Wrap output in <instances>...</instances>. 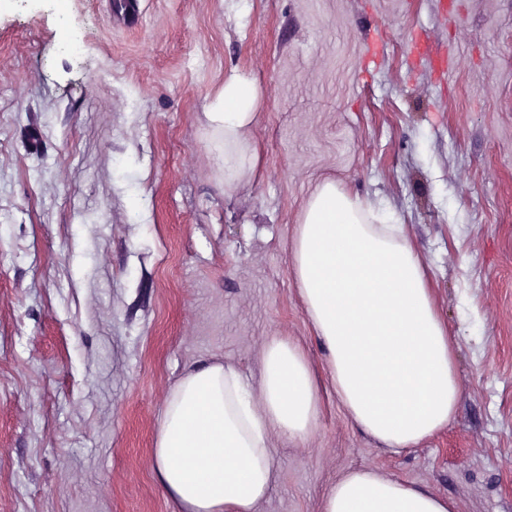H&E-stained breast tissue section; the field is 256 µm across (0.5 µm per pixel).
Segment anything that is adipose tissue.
Masks as SVG:
<instances>
[{"label":"adipose tissue","mask_w":512,"mask_h":512,"mask_svg":"<svg viewBox=\"0 0 512 512\" xmlns=\"http://www.w3.org/2000/svg\"><path fill=\"white\" fill-rule=\"evenodd\" d=\"M262 102L257 81L235 71L209 106L225 185L248 181L255 169L251 130ZM291 263L329 352L336 397L355 425L396 452L447 427L460 399L453 339L401 231L368 224L360 202L327 181L308 202ZM317 417L311 370L285 340L267 345L256 393L233 366H196L168 397L154 448L157 478L181 512H251L274 482L269 432L302 439ZM321 512H456V505L425 487L355 470L330 488Z\"/></svg>","instance_id":"ef3b65f1"}]
</instances>
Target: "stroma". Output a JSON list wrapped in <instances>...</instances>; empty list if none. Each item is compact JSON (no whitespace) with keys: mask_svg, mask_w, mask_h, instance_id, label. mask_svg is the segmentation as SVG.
Here are the masks:
<instances>
[{"mask_svg":"<svg viewBox=\"0 0 512 512\" xmlns=\"http://www.w3.org/2000/svg\"><path fill=\"white\" fill-rule=\"evenodd\" d=\"M0 0V512H178L174 383L298 347L318 420L271 432L254 512H320L354 469L512 512V0ZM264 91L228 187L205 114ZM45 142L32 155L24 127ZM400 225L453 336L448 427L398 453L339 404L290 248L323 181Z\"/></svg>","mask_w":512,"mask_h":512,"instance_id":"stroma-1","label":"stroma"}]
</instances>
